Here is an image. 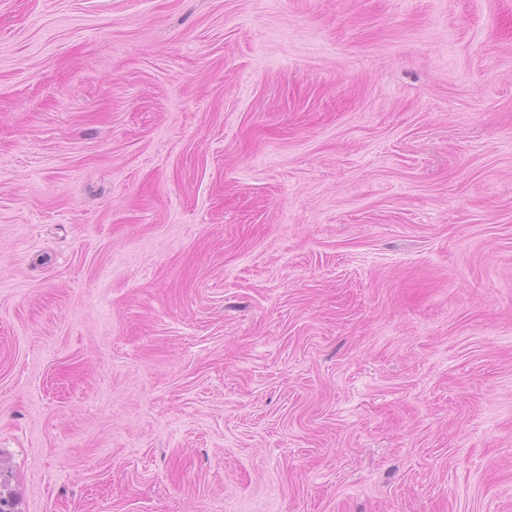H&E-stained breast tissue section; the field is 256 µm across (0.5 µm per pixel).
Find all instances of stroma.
I'll use <instances>...</instances> for the list:
<instances>
[{
  "instance_id": "1",
  "label": "stroma",
  "mask_w": 512,
  "mask_h": 512,
  "mask_svg": "<svg viewBox=\"0 0 512 512\" xmlns=\"http://www.w3.org/2000/svg\"><path fill=\"white\" fill-rule=\"evenodd\" d=\"M18 512H512V0H0Z\"/></svg>"
}]
</instances>
